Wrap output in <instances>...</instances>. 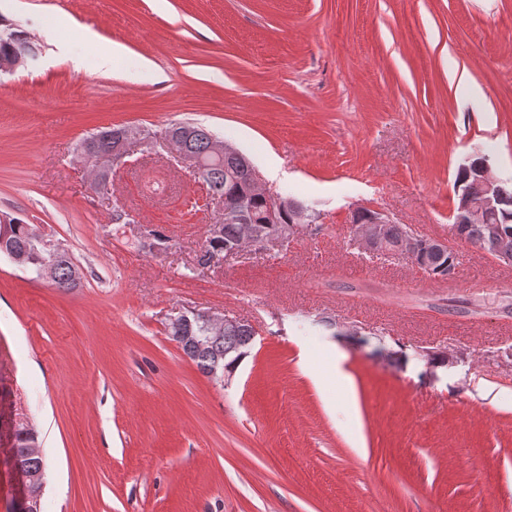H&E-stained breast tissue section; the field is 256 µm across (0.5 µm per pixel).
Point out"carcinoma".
Instances as JSON below:
<instances>
[{
	"instance_id": "cac0c4a2",
	"label": "carcinoma",
	"mask_w": 512,
	"mask_h": 512,
	"mask_svg": "<svg viewBox=\"0 0 512 512\" xmlns=\"http://www.w3.org/2000/svg\"><path fill=\"white\" fill-rule=\"evenodd\" d=\"M178 134L179 142L184 151L211 157L210 146L213 134L200 125L193 123H178L173 125ZM119 127H107L99 131L92 140V148L81 149L79 154L86 164L96 168L93 158L98 154L111 153L118 145L117 133ZM252 164L238 153L224 156V164L214 165L204 177L207 192L217 194L224 198V206L236 209L247 202L249 207V219L256 230L253 238V247H262L264 237L271 236L278 231V225L269 224L264 215L263 202L250 195ZM454 184L459 186V192L467 191L477 195L481 192V184L475 173H464L457 170ZM503 204L500 208V229L512 236V187L499 186ZM221 228L217 232L207 231V236L202 249L204 256L210 258L224 251L227 245H234L242 238V225L227 219L219 222ZM36 227L25 224L21 220L13 218L8 224V238L5 245L21 249L30 243L35 235ZM452 233L465 239L474 247L489 252L491 243L486 235V227L483 224H451ZM408 232L405 228L392 224L387 229L386 248L400 250L406 243ZM426 253L425 272L434 279L445 280L448 272L456 270L458 254L451 250L440 252L420 249ZM79 277V269L73 261L71 254H66L56 263L55 277L52 285L67 290L75 286ZM255 332L247 323L231 324L224 327L221 337H215L206 322L200 316L191 317L190 323L181 330H168V336L176 337V342L184 354L197 366L199 371L208 376L215 369L232 374L238 363L248 354L252 346V336ZM198 343H193V340ZM36 442L35 434L28 429H20L15 434L13 448H11L10 462L18 468V472L25 479V487L35 493L43 492L45 479V462L40 453L34 451Z\"/></svg>"
}]
</instances>
